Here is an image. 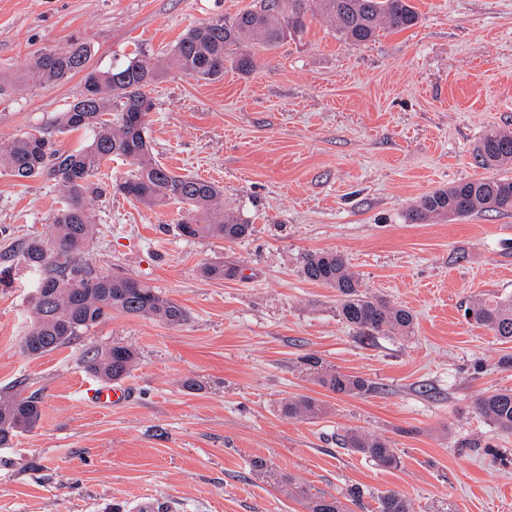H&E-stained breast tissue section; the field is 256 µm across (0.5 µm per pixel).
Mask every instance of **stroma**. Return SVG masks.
Wrapping results in <instances>:
<instances>
[{"label":"stroma","mask_w":512,"mask_h":512,"mask_svg":"<svg viewBox=\"0 0 512 512\" xmlns=\"http://www.w3.org/2000/svg\"><path fill=\"white\" fill-rule=\"evenodd\" d=\"M252 0H0V140L53 119L81 76L32 87L20 75L76 34L93 66L143 52L164 57L191 26ZM416 26L364 46L314 19L258 67L218 81L169 74L154 85L147 135L170 170L211 180L225 208L253 226L237 242L181 236L175 203L151 209L116 194L133 169H103L85 259L182 305L186 323L113 313L69 346L31 357L30 275L17 246L48 238L60 192L46 178L0 171V392L37 395L32 430L0 446V512H128L145 494L172 512H307L285 478L334 495L362 487V506L396 489L414 512H512V436L476 411L512 389V342L468 323L476 298L512 294V215L411 221L420 199L485 177L472 152L486 131L512 130V0H412ZM345 255L367 294L415 315L411 336L364 338L336 312V291L306 280L308 253ZM215 262L235 268L209 279ZM136 352L124 405L84 399L88 351ZM317 357L311 366L309 357ZM360 377L369 393L337 395L322 372ZM309 395L326 411L288 417ZM360 429L388 439L385 468L342 448Z\"/></svg>","instance_id":"1"}]
</instances>
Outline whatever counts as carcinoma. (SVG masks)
<instances>
[{
	"mask_svg": "<svg viewBox=\"0 0 512 512\" xmlns=\"http://www.w3.org/2000/svg\"><path fill=\"white\" fill-rule=\"evenodd\" d=\"M320 17L330 22L340 39L357 46L375 41L384 31L398 32L418 24L419 15L410 0H255L231 17L213 18L189 28L162 60L133 54L106 69L88 66L95 51L90 43L71 36L64 49H45L27 66L23 78L33 85L62 83L84 73L82 93L54 120L60 132L84 130L89 138L61 151L52 137L40 129L17 134L0 142V169L19 179L46 177L57 183L61 195L49 238L22 243L15 257L33 279V322L23 338V352L31 357L69 345L84 331L114 311L151 318L178 326L188 320L187 310L128 276L103 273L86 262L81 253L94 235L92 201L101 193L95 182L101 169L115 158L132 161L136 170L115 184L125 198L146 208L173 202L185 206L178 230L189 238L219 237L236 242L248 237L252 225L224 209V191L211 181L179 175L160 164L147 136L146 117L153 109L148 91L161 74L219 80L224 63L250 74L257 68L247 44L273 48L283 40L302 35L307 20ZM474 160L498 175L471 179L438 189L421 198L411 220H454L476 211L512 213V177L499 171L512 168V131L491 130L474 148ZM236 274L224 263L203 268V275L222 279ZM302 274L309 281L336 289L338 316L364 337L413 332L415 317L404 306L392 305L362 290L360 277L351 271L346 257L337 251H318L305 256ZM471 322L491 330L499 340L512 342V295L478 298L465 308ZM136 353L120 344L87 353L88 372L109 380L125 377ZM318 383L336 394H364L371 386L362 378L328 370ZM477 412L495 428L512 435V389L497 390L476 403ZM283 411L292 418H315L324 413L321 402L310 396L288 400ZM41 419L39 398L18 392L0 396V446L34 428ZM341 447L370 458L383 467L397 464L395 449L380 436L351 429ZM309 512H346L331 494H313L297 486ZM376 512H413L411 501L393 489L375 497Z\"/></svg>",
	"mask_w": 512,
	"mask_h": 512,
	"instance_id": "obj_1",
	"label": "carcinoma"
}]
</instances>
